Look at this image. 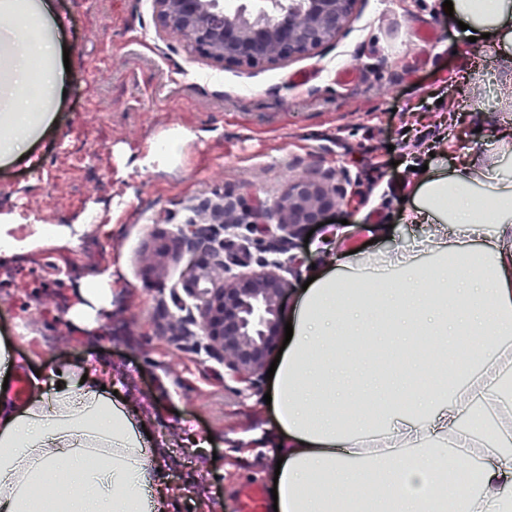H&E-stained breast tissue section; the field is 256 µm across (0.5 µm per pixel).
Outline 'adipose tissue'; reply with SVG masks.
<instances>
[{
    "instance_id": "obj_1",
    "label": "adipose tissue",
    "mask_w": 512,
    "mask_h": 512,
    "mask_svg": "<svg viewBox=\"0 0 512 512\" xmlns=\"http://www.w3.org/2000/svg\"><path fill=\"white\" fill-rule=\"evenodd\" d=\"M468 35L512 57V0H452ZM15 25L0 53V160L17 156L64 89L48 0H0ZM42 74L32 100V62ZM403 223L423 228L437 263L401 255L375 268L367 295L340 232L319 241L327 264L285 317L293 336L272 379L283 463L278 512H512V179L497 167L440 162L419 176ZM470 356L452 390L435 389L447 339ZM56 387L34 384L24 408L0 394V512H168L150 441L93 366L61 362ZM408 407L374 417L381 392ZM462 448L478 489L462 501L437 487L447 448Z\"/></svg>"
}]
</instances>
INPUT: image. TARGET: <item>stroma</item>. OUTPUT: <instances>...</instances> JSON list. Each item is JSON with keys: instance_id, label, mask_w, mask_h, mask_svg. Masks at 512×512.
<instances>
[{"instance_id": "1", "label": "stroma", "mask_w": 512, "mask_h": 512, "mask_svg": "<svg viewBox=\"0 0 512 512\" xmlns=\"http://www.w3.org/2000/svg\"><path fill=\"white\" fill-rule=\"evenodd\" d=\"M69 52L66 97L24 157L0 162V225L31 235L70 228V246L0 260V343L14 369L48 379L61 360L96 362L144 417L170 512H238L242 486L268 487L274 413L269 380L225 376L200 336L161 335L159 303L192 257L146 256L189 205L246 194L272 203L312 169L330 176L360 273L378 253L418 240L401 223L432 153L491 162L512 124V60L468 41L441 0H358L344 35L277 64L223 65L161 31L151 0H50ZM357 71L340 86L338 70ZM313 75L307 87L289 78ZM173 129L194 132L174 163L135 159ZM111 271L85 313V285Z\"/></svg>"}]
</instances>
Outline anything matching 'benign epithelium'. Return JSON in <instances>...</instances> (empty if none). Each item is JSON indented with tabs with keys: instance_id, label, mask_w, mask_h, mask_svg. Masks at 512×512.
Here are the masks:
<instances>
[{
	"instance_id": "1",
	"label": "benign epithelium",
	"mask_w": 512,
	"mask_h": 512,
	"mask_svg": "<svg viewBox=\"0 0 512 512\" xmlns=\"http://www.w3.org/2000/svg\"><path fill=\"white\" fill-rule=\"evenodd\" d=\"M272 9L224 11L220 0H153L160 29L221 64L283 62L327 45L343 34L358 0H282ZM336 187L307 175L294 180L285 196L252 207L265 225L256 252L240 239L239 210L245 198L222 195L191 208L156 243L151 260L159 265L185 251L194 264L182 291H170L185 312L162 326L168 336L201 335L208 355L234 379L259 380L280 321L287 276L296 273L290 251L306 228L336 205Z\"/></svg>"
}]
</instances>
